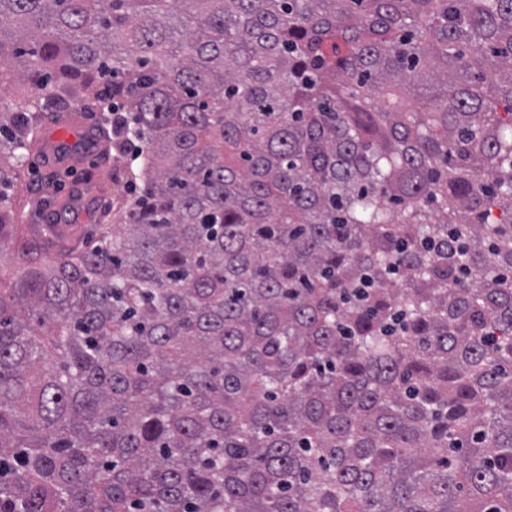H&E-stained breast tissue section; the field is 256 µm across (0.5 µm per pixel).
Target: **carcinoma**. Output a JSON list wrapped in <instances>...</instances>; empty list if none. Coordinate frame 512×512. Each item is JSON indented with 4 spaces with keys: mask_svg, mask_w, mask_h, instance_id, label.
Wrapping results in <instances>:
<instances>
[{
    "mask_svg": "<svg viewBox=\"0 0 512 512\" xmlns=\"http://www.w3.org/2000/svg\"><path fill=\"white\" fill-rule=\"evenodd\" d=\"M6 82L1 255L44 112L147 190L15 243L0 512H512V0H0Z\"/></svg>",
    "mask_w": 512,
    "mask_h": 512,
    "instance_id": "1",
    "label": "carcinoma"
}]
</instances>
